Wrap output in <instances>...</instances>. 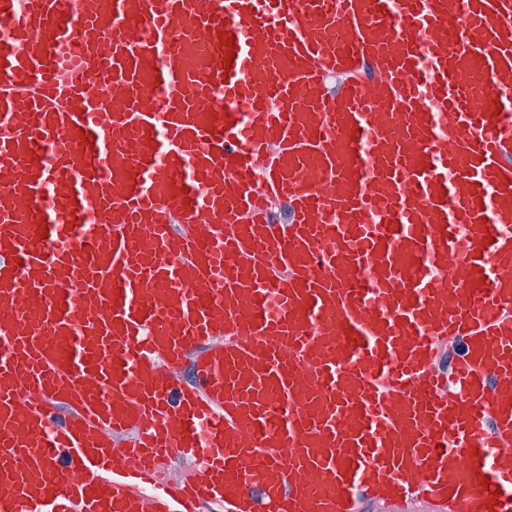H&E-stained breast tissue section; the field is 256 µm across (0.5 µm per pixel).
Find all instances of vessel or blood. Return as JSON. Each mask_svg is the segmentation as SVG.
Masks as SVG:
<instances>
[{
    "label": "vessel or blood",
    "instance_id": "obj_1",
    "mask_svg": "<svg viewBox=\"0 0 512 512\" xmlns=\"http://www.w3.org/2000/svg\"><path fill=\"white\" fill-rule=\"evenodd\" d=\"M507 447L512 0H0V512H512Z\"/></svg>",
    "mask_w": 512,
    "mask_h": 512
}]
</instances>
